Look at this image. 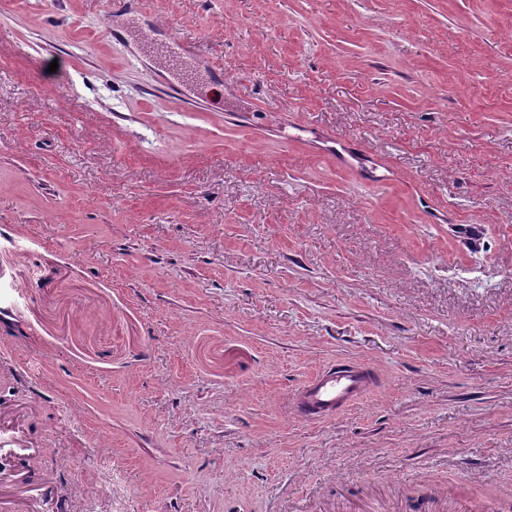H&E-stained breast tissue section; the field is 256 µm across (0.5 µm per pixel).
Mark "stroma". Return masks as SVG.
Here are the masks:
<instances>
[{
    "instance_id": "obj_1",
    "label": "stroma",
    "mask_w": 512,
    "mask_h": 512,
    "mask_svg": "<svg viewBox=\"0 0 512 512\" xmlns=\"http://www.w3.org/2000/svg\"><path fill=\"white\" fill-rule=\"evenodd\" d=\"M1 305L51 512H512V0H0ZM370 371L359 363L316 373L289 398L294 414L307 420L332 417L369 392Z\"/></svg>"
}]
</instances>
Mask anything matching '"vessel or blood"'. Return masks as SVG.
Returning <instances> with one entry per match:
<instances>
[{"mask_svg":"<svg viewBox=\"0 0 512 512\" xmlns=\"http://www.w3.org/2000/svg\"><path fill=\"white\" fill-rule=\"evenodd\" d=\"M370 372L363 365L350 363L316 373L289 398L294 414L307 420L332 417L337 411L364 397L369 391ZM19 449L25 456L34 453L20 431L6 425L0 412V450Z\"/></svg>","mask_w":512,"mask_h":512,"instance_id":"b4317fda","label":"vessel or blood"}]
</instances>
